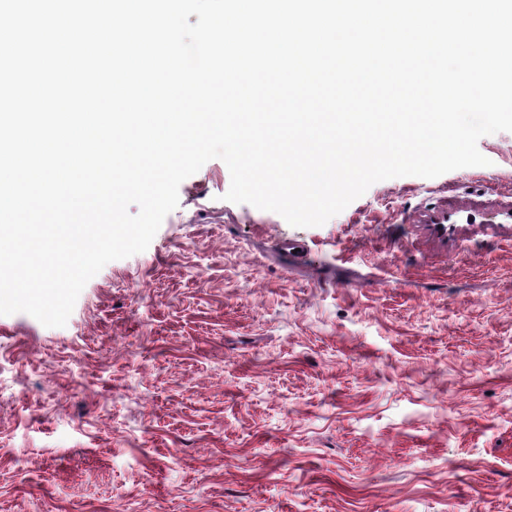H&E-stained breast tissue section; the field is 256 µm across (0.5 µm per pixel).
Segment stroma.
<instances>
[{"mask_svg":"<svg viewBox=\"0 0 512 512\" xmlns=\"http://www.w3.org/2000/svg\"><path fill=\"white\" fill-rule=\"evenodd\" d=\"M478 149L316 227L210 160L65 326L0 315V512H512V132Z\"/></svg>","mask_w":512,"mask_h":512,"instance_id":"stroma-1","label":"stroma"}]
</instances>
